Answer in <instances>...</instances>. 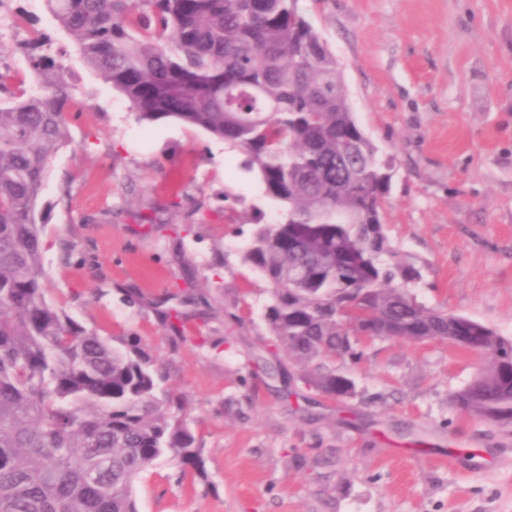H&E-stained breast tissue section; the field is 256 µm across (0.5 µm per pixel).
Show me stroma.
<instances>
[{"instance_id":"35a3bbf8","label":"stroma","mask_w":512,"mask_h":512,"mask_svg":"<svg viewBox=\"0 0 512 512\" xmlns=\"http://www.w3.org/2000/svg\"><path fill=\"white\" fill-rule=\"evenodd\" d=\"M298 7L339 61L359 126L395 159L383 222L423 267L413 293L512 339V0ZM35 32L72 94L39 203L49 299L105 338L138 337L202 441L205 477L159 460L135 485L140 512H512V428L451 402L479 359L441 340H362L358 361L336 363L356 385L340 402L289 360L269 375L266 285L241 253L255 212L279 210L241 152L138 120L43 0L0 5L8 88L31 85ZM163 310L186 313L181 338Z\"/></svg>"}]
</instances>
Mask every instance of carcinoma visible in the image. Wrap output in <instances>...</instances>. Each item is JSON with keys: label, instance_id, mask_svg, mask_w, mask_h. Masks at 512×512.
I'll use <instances>...</instances> for the list:
<instances>
[{"label": "carcinoma", "instance_id": "cac0c4a2", "mask_svg": "<svg viewBox=\"0 0 512 512\" xmlns=\"http://www.w3.org/2000/svg\"><path fill=\"white\" fill-rule=\"evenodd\" d=\"M84 62L138 119H175L241 150L278 218L242 261L269 285L264 321L301 379L342 400L336 359L358 337L446 340L483 366L452 396L512 428V340L429 308L421 272L387 237L394 159L352 112L341 68L298 0H45ZM36 36L35 88L0 98V512H139L159 460L205 474L202 445L138 345H115L49 300L38 205L67 141L70 87Z\"/></svg>", "mask_w": 512, "mask_h": 512}]
</instances>
